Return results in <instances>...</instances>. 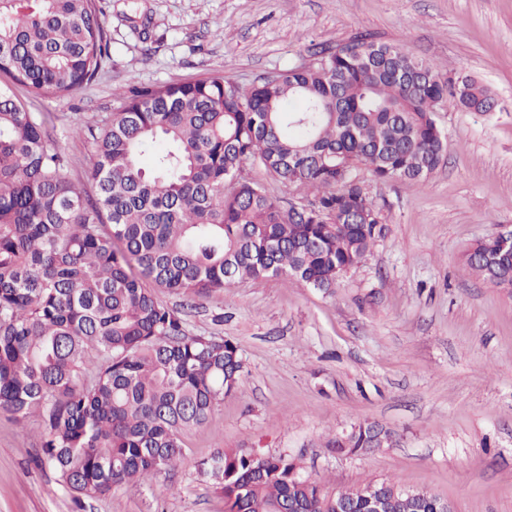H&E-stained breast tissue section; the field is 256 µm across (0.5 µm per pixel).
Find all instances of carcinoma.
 I'll return each instance as SVG.
<instances>
[{
    "label": "carcinoma",
    "mask_w": 512,
    "mask_h": 512,
    "mask_svg": "<svg viewBox=\"0 0 512 512\" xmlns=\"http://www.w3.org/2000/svg\"><path fill=\"white\" fill-rule=\"evenodd\" d=\"M108 58L96 0H0V74L34 97L74 94ZM450 94L468 112L495 106L476 80L365 35L248 89L222 75L135 86L87 126L90 197L66 176L51 113L0 87V413L43 417L45 458L78 498L176 468L183 434L236 392L243 361L228 339L189 335L156 289L205 298L282 277L332 291L382 233L356 169L382 182L430 177L447 146L436 112ZM253 166L305 194L308 209L285 208L248 176ZM464 264L512 288L498 232ZM381 435L361 424L329 447L352 453ZM204 472L222 485L224 512H336L340 502L372 512L356 489L324 495L283 453L224 448ZM374 486L379 512L451 507L428 491Z\"/></svg>",
    "instance_id": "cac0c4a2"
}]
</instances>
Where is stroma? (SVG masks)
<instances>
[{
	"instance_id": "obj_1",
	"label": "stroma",
	"mask_w": 512,
	"mask_h": 512,
	"mask_svg": "<svg viewBox=\"0 0 512 512\" xmlns=\"http://www.w3.org/2000/svg\"><path fill=\"white\" fill-rule=\"evenodd\" d=\"M110 37L97 79L65 98L12 94L56 115L68 177L87 194L93 147L75 135L115 111L132 85L216 73L250 87L309 62L313 48L360 33L492 92L489 113L447 98V149L421 181L356 174L384 229L333 292L281 278L203 299L161 293L189 334L234 341L239 387L183 437L185 460L144 485L75 501L46 461L41 417L0 413V512H224L201 463L220 448L300 458L324 493L387 481L448 500L455 512H512V292L462 262L512 227V0H98ZM377 423L392 438L356 453L329 438Z\"/></svg>"
}]
</instances>
